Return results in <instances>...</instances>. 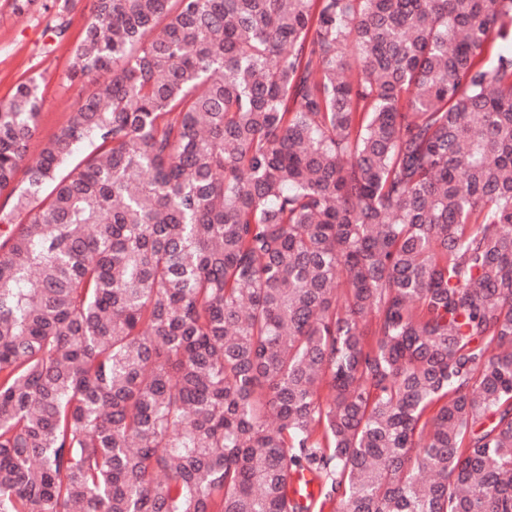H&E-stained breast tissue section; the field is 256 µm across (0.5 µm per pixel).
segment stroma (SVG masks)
I'll return each instance as SVG.
<instances>
[{"instance_id":"obj_1","label":"stroma","mask_w":512,"mask_h":512,"mask_svg":"<svg viewBox=\"0 0 512 512\" xmlns=\"http://www.w3.org/2000/svg\"><path fill=\"white\" fill-rule=\"evenodd\" d=\"M90 0H34L28 14L15 15L11 0H0V102L9 99L16 82L38 76L43 107L35 146L52 139L74 111L91 82L70 83L67 67Z\"/></svg>"}]
</instances>
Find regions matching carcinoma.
I'll return each mask as SVG.
<instances>
[{
	"label": "carcinoma",
	"mask_w": 512,
	"mask_h": 512,
	"mask_svg": "<svg viewBox=\"0 0 512 512\" xmlns=\"http://www.w3.org/2000/svg\"><path fill=\"white\" fill-rule=\"evenodd\" d=\"M90 2L0 104V512H512V0Z\"/></svg>",
	"instance_id": "1"
}]
</instances>
